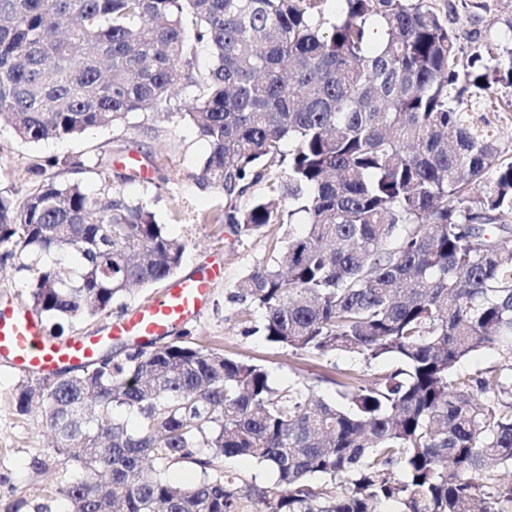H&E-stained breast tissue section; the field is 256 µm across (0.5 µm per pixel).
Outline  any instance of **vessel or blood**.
Segmentation results:
<instances>
[{
  "instance_id": "b4317fda",
  "label": "vessel or blood",
  "mask_w": 512,
  "mask_h": 512,
  "mask_svg": "<svg viewBox=\"0 0 512 512\" xmlns=\"http://www.w3.org/2000/svg\"><path fill=\"white\" fill-rule=\"evenodd\" d=\"M222 273L212 265L168 285L163 297L139 305L124 321L112 326V336H125L141 345L166 336L177 325L197 316L210 286ZM101 339L82 336L65 343L49 340L37 316L26 310L0 309V364L28 375H44L91 361Z\"/></svg>"
}]
</instances>
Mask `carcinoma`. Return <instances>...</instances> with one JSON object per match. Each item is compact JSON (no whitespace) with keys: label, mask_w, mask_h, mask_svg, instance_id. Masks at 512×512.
<instances>
[{"label":"carcinoma","mask_w":512,"mask_h":512,"mask_svg":"<svg viewBox=\"0 0 512 512\" xmlns=\"http://www.w3.org/2000/svg\"><path fill=\"white\" fill-rule=\"evenodd\" d=\"M339 2L329 16L327 0H0V114L17 138L178 112L210 144L199 184L224 199L197 223L250 236L303 217L235 285L265 341L380 364L337 372L334 401L180 336L50 373L16 408L38 397L83 471L56 490L66 512H512V160L475 120L512 87V46L487 45L477 68L431 0ZM58 166L84 163L33 166L19 206L0 194V249L60 328L172 278L186 243L117 189L127 176L103 165L89 192L45 175ZM486 349L502 362L459 371ZM235 457L275 483L226 469ZM184 464L190 485L168 476Z\"/></svg>","instance_id":"carcinoma-1"}]
</instances>
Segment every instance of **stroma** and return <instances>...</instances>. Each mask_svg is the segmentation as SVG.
<instances>
[{"label":"stroma","mask_w":512,"mask_h":512,"mask_svg":"<svg viewBox=\"0 0 512 512\" xmlns=\"http://www.w3.org/2000/svg\"><path fill=\"white\" fill-rule=\"evenodd\" d=\"M458 36L464 53L482 50L490 41L507 35L505 21L512 17V0H495L490 12L462 16L459 0H432ZM209 152L207 140L187 128L178 113L139 115L121 125H107L64 141L26 144L16 139L10 127L0 123V192L23 202L35 187L28 170L55 156L83 161L86 169L75 172L61 167L50 174L62 181H78L91 192L99 182L93 168L98 160L111 162L113 171L126 175L121 192L130 198L152 200L159 223L167 232L188 243L178 277L191 275L198 265L217 258L224 265L219 279L199 315L178 328V335L225 354L266 365L275 386L284 388L301 380L331 400L336 386L327 382L332 367L357 368L372 374L361 356L345 354L334 364L310 357H296L267 344L257 327L260 315L247 303L234 298V285L258 266L272 263L288 238L287 227H274L248 237L237 236L221 224H197L194 214L223 205L217 193L201 188L196 176ZM169 181H162V172ZM163 285L137 290L114 301L111 310L85 320L66 323L56 330L54 322L43 324L45 336L63 334L103 336L112 324L123 320L139 304L161 296ZM0 307L27 310L31 307L27 273L17 271L15 260L0 261ZM28 375L0 364V512H60L52 492L58 484L79 479L81 469L63 461L51 446L39 412L18 413L13 396Z\"/></svg>","instance_id":"stroma-1"}]
</instances>
